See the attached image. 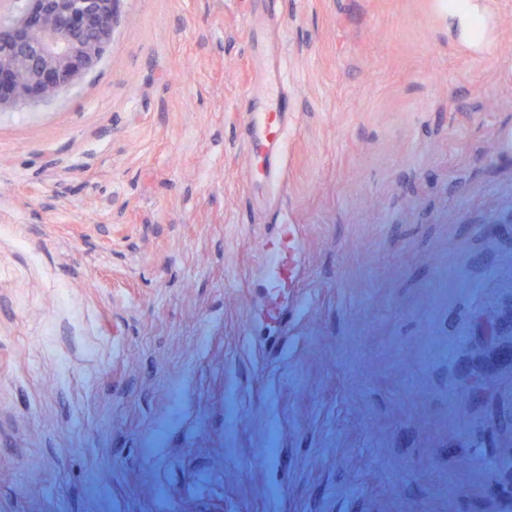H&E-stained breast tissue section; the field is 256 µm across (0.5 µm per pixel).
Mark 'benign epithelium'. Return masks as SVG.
I'll list each match as a JSON object with an SVG mask.
<instances>
[{
  "mask_svg": "<svg viewBox=\"0 0 512 512\" xmlns=\"http://www.w3.org/2000/svg\"><path fill=\"white\" fill-rule=\"evenodd\" d=\"M120 0H25L0 21V111L45 102L93 71Z\"/></svg>",
  "mask_w": 512,
  "mask_h": 512,
  "instance_id": "1",
  "label": "benign epithelium"
}]
</instances>
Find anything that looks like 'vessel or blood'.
Wrapping results in <instances>:
<instances>
[{
  "label": "vessel or blood",
  "instance_id": "1",
  "mask_svg": "<svg viewBox=\"0 0 512 512\" xmlns=\"http://www.w3.org/2000/svg\"><path fill=\"white\" fill-rule=\"evenodd\" d=\"M268 80L275 91L262 110L248 113L245 141L250 171L265 183L271 194L286 189V142L296 114L292 108L294 93L285 85L281 71H270ZM299 225L278 218L273 232L261 236V264L271 293L266 302V317L280 329L287 328L290 316L278 301L279 291L291 288L299 278L297 243Z\"/></svg>",
  "mask_w": 512,
  "mask_h": 512
}]
</instances>
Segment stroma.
Returning <instances> with one entry per match:
<instances>
[{"mask_svg":"<svg viewBox=\"0 0 512 512\" xmlns=\"http://www.w3.org/2000/svg\"><path fill=\"white\" fill-rule=\"evenodd\" d=\"M121 0L0 111V512H491L512 467V0ZM295 90L277 331L243 117ZM494 461L491 470L482 461ZM480 12L479 5L471 1L468 11L448 9V23L450 29L457 30L461 35H470L472 31V16ZM278 224H273L274 232H264L261 236V264L267 275V288L273 289L266 302V317L280 329H288L291 317L288 309L278 302V293L292 288L299 278L300 265L297 243L300 225L288 223V218L278 212Z\"/></svg>","mask_w":512,"mask_h":512,"instance_id":"35a3bbf8","label":"stroma"}]
</instances>
